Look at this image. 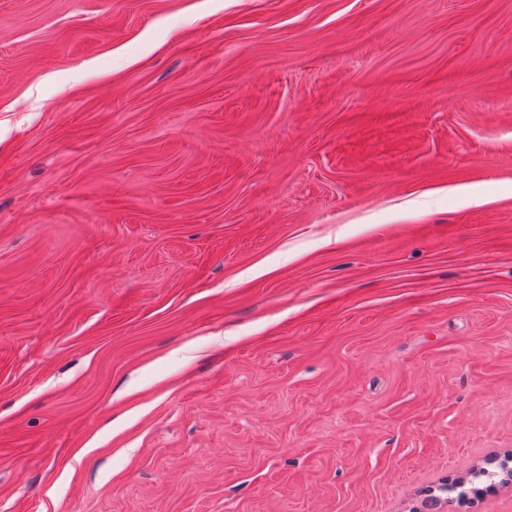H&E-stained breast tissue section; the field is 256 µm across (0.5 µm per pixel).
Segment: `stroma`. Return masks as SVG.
<instances>
[{
	"instance_id": "obj_1",
	"label": "stroma",
	"mask_w": 512,
	"mask_h": 512,
	"mask_svg": "<svg viewBox=\"0 0 512 512\" xmlns=\"http://www.w3.org/2000/svg\"><path fill=\"white\" fill-rule=\"evenodd\" d=\"M0 122V512L512 457V0H0Z\"/></svg>"
}]
</instances>
